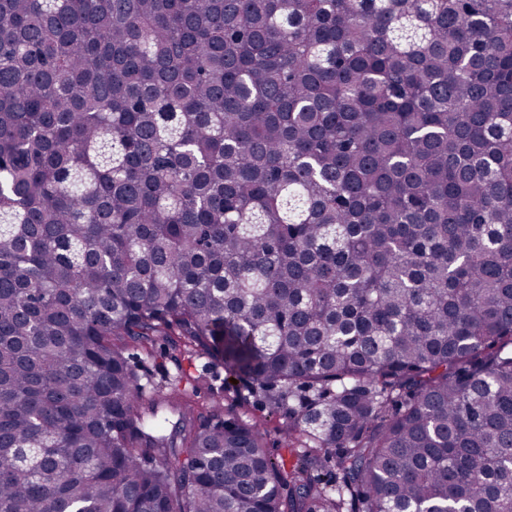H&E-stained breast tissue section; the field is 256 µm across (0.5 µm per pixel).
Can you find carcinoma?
Here are the masks:
<instances>
[{"instance_id": "obj_1", "label": "carcinoma", "mask_w": 512, "mask_h": 512, "mask_svg": "<svg viewBox=\"0 0 512 512\" xmlns=\"http://www.w3.org/2000/svg\"><path fill=\"white\" fill-rule=\"evenodd\" d=\"M461 506L512 512V0H0V512ZM166 346V353H163ZM133 361L138 365L140 374L153 385L166 386L172 379L181 377L180 386H186L190 391L196 392V398L208 404L214 400H220L224 404V411L234 410L236 413L246 416L267 432V443L271 454L274 456L284 454L283 446L285 437L279 430V421L270 413V408L262 396H248L243 389V384L236 380L233 384V376L224 372V369H211L208 367L207 358L192 357L179 351H173L167 345L153 356H146L136 351ZM143 380V383L146 382ZM225 384L238 386L241 393L247 395V402L233 400V390H224Z\"/></svg>"}]
</instances>
